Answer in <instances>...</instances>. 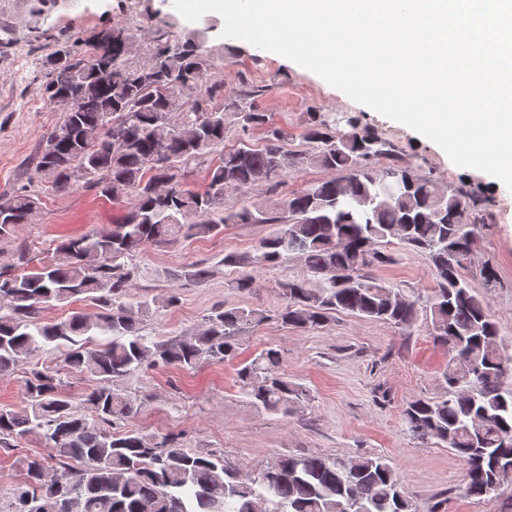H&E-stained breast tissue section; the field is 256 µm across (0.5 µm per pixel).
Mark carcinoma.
Listing matches in <instances>:
<instances>
[{"label": "carcinoma", "instance_id": "1", "mask_svg": "<svg viewBox=\"0 0 512 512\" xmlns=\"http://www.w3.org/2000/svg\"><path fill=\"white\" fill-rule=\"evenodd\" d=\"M85 56L59 51L48 61V102L79 94L75 110L50 132L36 171L64 190L82 181L111 200H130L108 227L60 242L51 261L33 271L0 274V376L48 349L73 371L95 378L87 412L75 411L58 373L33 365L24 383L28 407H0V447L32 437L52 449L31 458L25 480L9 492L8 512H414L403 480L382 456L340 461L287 455L257 473L224 466V457L193 452L171 435H147L129 425L140 403L125 380L148 367L194 370L234 357L247 325L276 318L316 329L333 311H346L398 328L415 323L417 303L365 274L390 261L380 247L397 240L425 255L436 282L425 306L435 338L451 359L443 374L448 393L407 405L403 421L423 442L437 439L466 463L465 491L480 500L512 486V356L497 345V325L485 296L463 274L477 233L485 225L464 214L477 199L463 187L445 191L397 164L394 149L353 117L330 127L307 113L311 151L282 150V131L247 102L253 89L219 102L188 101L169 108L177 93L191 95L211 70L204 35H165L142 47L128 26L115 23L89 38ZM172 134L156 138L161 121ZM265 126L266 143L219 154L202 191L183 187L190 161L224 144L231 126ZM306 158L330 176L290 195L274 211L260 203L224 207L228 194L255 184L274 192ZM157 182L168 184L161 196ZM38 199L20 190L0 196V241L27 223ZM226 224H273L254 263L301 258L306 275L279 283L282 306L219 307L203 331L185 340H160L140 331L157 300L128 298L132 272L125 260L149 244L216 233ZM319 282L312 288L310 283ZM11 288H6V285ZM90 300L57 322L42 321L47 304ZM96 335L107 342L88 346ZM282 353L263 350L237 377L249 404L270 413L306 397L280 371Z\"/></svg>", "mask_w": 512, "mask_h": 512}]
</instances>
